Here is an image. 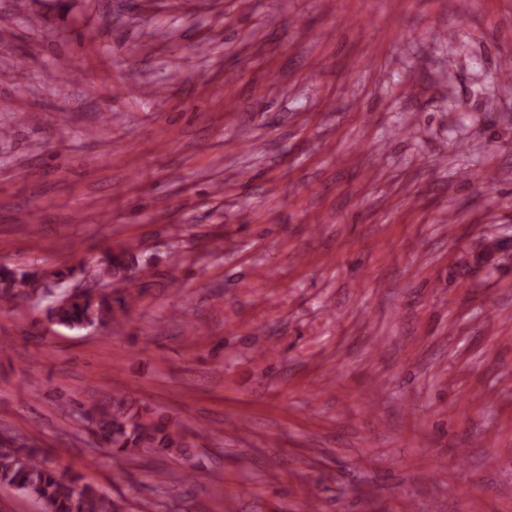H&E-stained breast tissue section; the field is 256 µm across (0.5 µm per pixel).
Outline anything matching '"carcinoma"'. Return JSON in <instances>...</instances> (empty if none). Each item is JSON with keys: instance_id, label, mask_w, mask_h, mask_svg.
I'll return each instance as SVG.
<instances>
[{"instance_id": "obj_1", "label": "carcinoma", "mask_w": 512, "mask_h": 512, "mask_svg": "<svg viewBox=\"0 0 512 512\" xmlns=\"http://www.w3.org/2000/svg\"><path fill=\"white\" fill-rule=\"evenodd\" d=\"M87 259L57 268L16 270L0 266V305L16 298L20 283L37 284L41 279L66 287L85 272ZM99 279L119 281L131 269L139 278L154 276L149 262L139 261L129 244L108 250L95 259ZM140 293L128 289L115 291L86 289L74 298L61 297L46 308L49 322L70 330L102 329L112 332L114 307L123 310ZM94 423L95 444L110 448L130 459L162 457L183 460L189 457L190 444L185 433L169 417L136 404L123 393L112 395V403L96 405L87 411ZM0 482L18 492L41 500L46 512H119L111 499L100 494L80 473L60 471L46 465L43 451L33 445L0 442Z\"/></svg>"}]
</instances>
